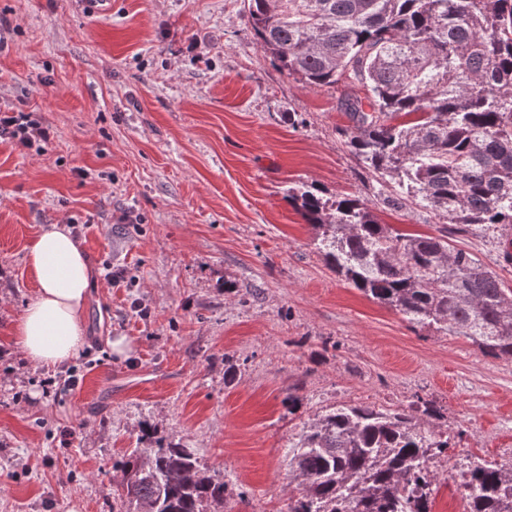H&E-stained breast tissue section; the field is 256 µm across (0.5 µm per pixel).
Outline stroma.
Segmentation results:
<instances>
[{
  "label": "stroma",
  "mask_w": 512,
  "mask_h": 512,
  "mask_svg": "<svg viewBox=\"0 0 512 512\" xmlns=\"http://www.w3.org/2000/svg\"><path fill=\"white\" fill-rule=\"evenodd\" d=\"M341 97L282 73L243 0H112L101 18L0 0V109L50 131L40 151L0 139V512H112L115 465L145 420L223 475L227 512H288V440L309 416L416 394L451 436L432 512L463 510L459 457L512 463V360L411 329L348 286L287 199L298 181L331 200L377 195L345 145ZM375 212L406 233L440 228L421 210ZM50 224L70 226L97 280L80 382L47 396L41 379L65 368L27 362L12 328ZM450 241L512 288V228ZM108 265L129 284L110 286ZM116 337L128 356L111 353Z\"/></svg>",
  "instance_id": "35a3bbf8"
}]
</instances>
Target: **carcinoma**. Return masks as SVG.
<instances>
[{
	"mask_svg": "<svg viewBox=\"0 0 512 512\" xmlns=\"http://www.w3.org/2000/svg\"><path fill=\"white\" fill-rule=\"evenodd\" d=\"M260 47L307 87H344L347 145L392 208H419L436 236L382 224L355 194L288 189L319 231L328 268L412 328L464 336L512 359V289L448 233L512 226V0H247ZM420 396L391 409L341 404L288 439V512H432L450 437ZM116 465L118 512H224V477L141 428ZM463 512H512V465L459 463Z\"/></svg>",
	"mask_w": 512,
	"mask_h": 512,
	"instance_id": "obj_1",
	"label": "carcinoma"
}]
</instances>
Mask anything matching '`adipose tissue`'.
Instances as JSON below:
<instances>
[{"label": "adipose tissue", "instance_id": "1", "mask_svg": "<svg viewBox=\"0 0 512 512\" xmlns=\"http://www.w3.org/2000/svg\"><path fill=\"white\" fill-rule=\"evenodd\" d=\"M27 264L37 293L14 324V342L29 360L55 368L77 358L85 344L84 317L95 273L62 224L37 236Z\"/></svg>", "mask_w": 512, "mask_h": 512}]
</instances>
